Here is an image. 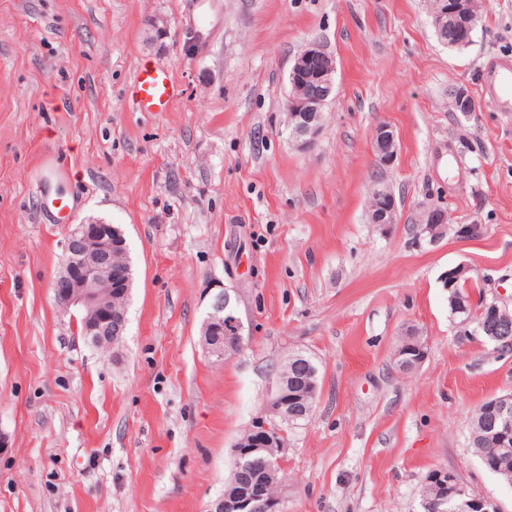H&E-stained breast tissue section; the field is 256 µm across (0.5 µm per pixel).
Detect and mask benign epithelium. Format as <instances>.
<instances>
[{
	"mask_svg": "<svg viewBox=\"0 0 512 512\" xmlns=\"http://www.w3.org/2000/svg\"><path fill=\"white\" fill-rule=\"evenodd\" d=\"M470 0H434L430 16L439 41H469L477 29L476 15L469 11ZM336 60L316 43L296 56L288 72L290 92L287 99L289 136L302 147L310 146L319 134L325 109L335 99ZM456 111L466 115L477 112V105L463 88L451 91ZM374 154L382 166L391 165L397 156L396 134L385 124L372 134ZM371 223L384 226L396 223V204L386 187L375 189L368 201ZM448 224V210L435 207L423 217L421 232L436 240ZM132 280L128 263V245L121 232L102 220L88 218L71 226L64 243L61 268L52 280L54 298L64 309H76L84 315L82 335L101 351H109L125 336L129 283ZM470 268L459 264L448 268V287L469 284ZM476 331L490 342H503L512 334V313L497 301L489 302L487 316ZM234 339L221 344L216 334ZM203 345L206 352L224 359L235 352L242 341V324L229 292L215 295L203 323ZM407 333L395 352L399 370L410 372L424 359L423 345L412 342ZM291 376L285 369L273 373L265 405L268 418L257 420L233 448V473H239L250 462V456L261 450L270 452L264 467L262 487L256 492L240 489L237 484L224 489L215 503L214 512H284L279 488L282 454L287 448L283 431L271 423L277 418L290 423L311 414L317 398L318 383L310 380L308 390L288 392ZM483 439L505 443L512 436V392L496 396L484 403ZM428 481L438 490L436 498L425 503L428 512H443L452 499L462 503L464 512H500L498 504L484 497L469 495L457 476L444 468L433 470Z\"/></svg>",
	"mask_w": 512,
	"mask_h": 512,
	"instance_id": "7a95c632",
	"label": "benign epithelium"
}]
</instances>
